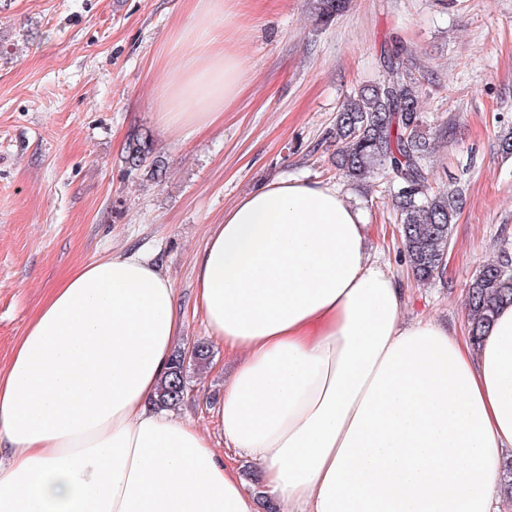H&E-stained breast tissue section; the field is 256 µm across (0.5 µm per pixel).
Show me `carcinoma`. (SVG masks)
<instances>
[{"mask_svg":"<svg viewBox=\"0 0 512 512\" xmlns=\"http://www.w3.org/2000/svg\"><path fill=\"white\" fill-rule=\"evenodd\" d=\"M349 0H317L319 22L328 23L345 12ZM381 65L390 78L360 85L339 106L331 137L336 143V174L356 184L371 177L385 179L391 196L403 256L413 276L427 282L444 273L451 226L463 197L456 187L433 190L425 159L432 139L420 111V86L393 56ZM150 140L135 134L127 140L125 164L162 178L151 159ZM512 304V254L503 251L476 272L466 291L469 336L477 342L503 305ZM194 358L184 360V347L174 348L167 376L159 384L155 405L179 406L189 389L188 373L209 364L211 347L196 342Z\"/></svg>","mask_w":512,"mask_h":512,"instance_id":"carcinoma-1","label":"carcinoma"}]
</instances>
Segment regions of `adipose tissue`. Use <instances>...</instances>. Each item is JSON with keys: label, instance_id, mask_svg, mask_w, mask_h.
<instances>
[{"label": "adipose tissue", "instance_id": "adipose-tissue-1", "mask_svg": "<svg viewBox=\"0 0 512 512\" xmlns=\"http://www.w3.org/2000/svg\"><path fill=\"white\" fill-rule=\"evenodd\" d=\"M163 52L156 114L190 136L243 89L225 0H194ZM336 185L280 178L224 212L194 308L237 367L215 408L277 512H498L512 455V305L480 342L405 321ZM183 319L159 262L128 250L53 289L0 366V512H261L211 434L153 407Z\"/></svg>", "mask_w": 512, "mask_h": 512}]
</instances>
